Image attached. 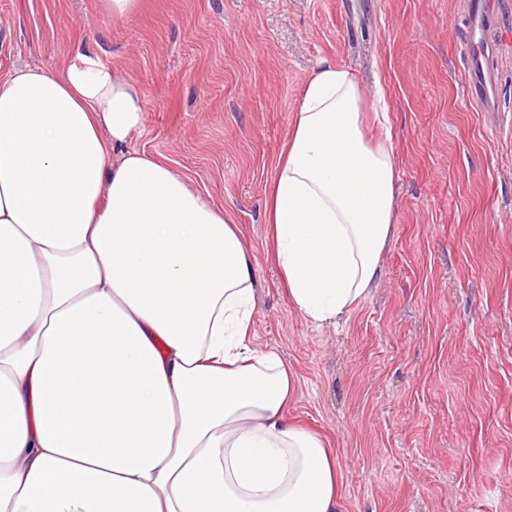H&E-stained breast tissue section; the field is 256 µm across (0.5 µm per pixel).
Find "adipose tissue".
<instances>
[{
    "label": "adipose tissue",
    "instance_id": "adipose-tissue-1",
    "mask_svg": "<svg viewBox=\"0 0 512 512\" xmlns=\"http://www.w3.org/2000/svg\"><path fill=\"white\" fill-rule=\"evenodd\" d=\"M144 95L93 49L0 78V512H344L296 377L249 341L253 256L222 206L133 147ZM388 143L322 61L265 201L301 314L335 321L381 273Z\"/></svg>",
    "mask_w": 512,
    "mask_h": 512
}]
</instances>
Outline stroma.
<instances>
[{
    "instance_id": "35a3bbf8",
    "label": "stroma",
    "mask_w": 512,
    "mask_h": 512,
    "mask_svg": "<svg viewBox=\"0 0 512 512\" xmlns=\"http://www.w3.org/2000/svg\"><path fill=\"white\" fill-rule=\"evenodd\" d=\"M0 0V74L59 67L77 42L138 84L135 147L239 224L256 261L249 340L297 378L289 420L328 440L344 512H512V43L494 112L468 99L465 0ZM353 70L385 92L396 221L369 295L319 325L267 255L266 190L304 85ZM101 4L103 17L112 19V21H119L137 11L139 0H102Z\"/></svg>"
}]
</instances>
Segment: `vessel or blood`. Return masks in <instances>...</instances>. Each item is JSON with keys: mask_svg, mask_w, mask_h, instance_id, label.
Wrapping results in <instances>:
<instances>
[{"mask_svg": "<svg viewBox=\"0 0 512 512\" xmlns=\"http://www.w3.org/2000/svg\"><path fill=\"white\" fill-rule=\"evenodd\" d=\"M467 39L463 46L471 97L484 111H494L498 85V47L504 34L491 0H468Z\"/></svg>", "mask_w": 512, "mask_h": 512, "instance_id": "vessel-or-blood-1", "label": "vessel or blood"}]
</instances>
